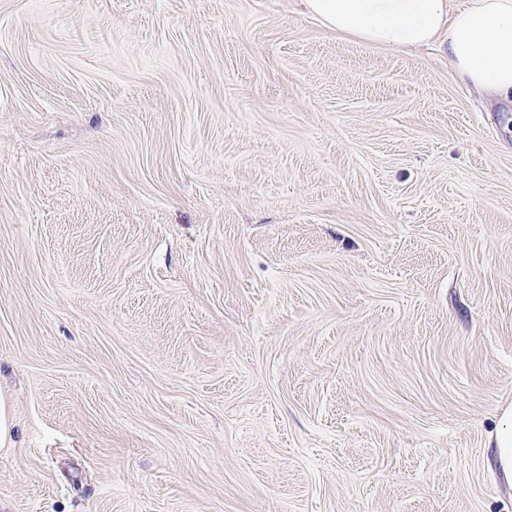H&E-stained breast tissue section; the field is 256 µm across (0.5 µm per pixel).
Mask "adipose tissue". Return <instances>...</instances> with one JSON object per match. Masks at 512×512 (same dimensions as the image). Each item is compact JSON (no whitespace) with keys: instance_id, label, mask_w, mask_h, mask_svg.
<instances>
[{"instance_id":"ef3b65f1","label":"adipose tissue","mask_w":512,"mask_h":512,"mask_svg":"<svg viewBox=\"0 0 512 512\" xmlns=\"http://www.w3.org/2000/svg\"><path fill=\"white\" fill-rule=\"evenodd\" d=\"M332 31L377 45L412 49L448 35V59L474 85L512 96V0H474L451 11L449 0H304Z\"/></svg>"}]
</instances>
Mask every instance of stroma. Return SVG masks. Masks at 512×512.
<instances>
[{
    "mask_svg": "<svg viewBox=\"0 0 512 512\" xmlns=\"http://www.w3.org/2000/svg\"><path fill=\"white\" fill-rule=\"evenodd\" d=\"M0 512H512V102L299 0H0ZM496 462L505 479L512 483V418H505L495 436Z\"/></svg>",
    "mask_w": 512,
    "mask_h": 512,
    "instance_id": "1",
    "label": "stroma"
}]
</instances>
